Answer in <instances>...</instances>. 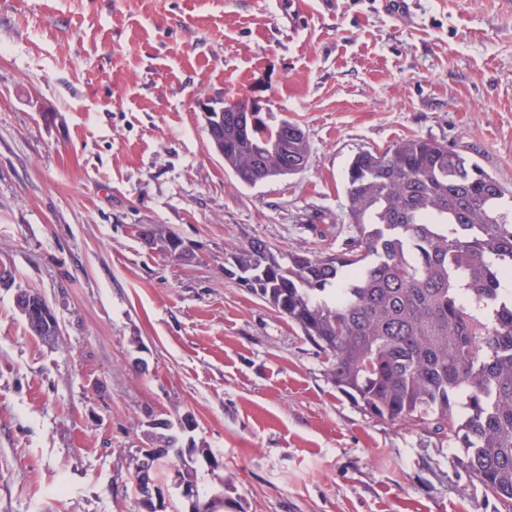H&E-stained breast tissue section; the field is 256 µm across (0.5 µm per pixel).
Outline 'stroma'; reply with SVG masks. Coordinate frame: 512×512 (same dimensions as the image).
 I'll use <instances>...</instances> for the list:
<instances>
[{
	"label": "stroma",
	"instance_id": "obj_1",
	"mask_svg": "<svg viewBox=\"0 0 512 512\" xmlns=\"http://www.w3.org/2000/svg\"><path fill=\"white\" fill-rule=\"evenodd\" d=\"M202 99L298 125L306 167L240 183ZM409 137L512 188V0H0V512H141L154 415L192 419L222 512H507L455 440L364 411L229 273L256 238L318 250L349 223L353 156ZM30 296L28 297L23 291H20L16 296V304H18V309L21 314L29 320L32 318L35 323L48 324L51 326V329L54 332V336H50V341H55L59 334V325L56 318V315L53 309L49 306L48 303L39 302L38 304L33 302V299L36 300H44V298L35 290H25ZM26 324L29 328V331L32 335L37 336L43 340L42 336H47L46 334H41L36 326L33 325L32 322L26 320Z\"/></svg>",
	"mask_w": 512,
	"mask_h": 512
}]
</instances>
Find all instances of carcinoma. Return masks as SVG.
<instances>
[{
	"label": "carcinoma",
	"mask_w": 512,
	"mask_h": 512,
	"mask_svg": "<svg viewBox=\"0 0 512 512\" xmlns=\"http://www.w3.org/2000/svg\"><path fill=\"white\" fill-rule=\"evenodd\" d=\"M224 113V166L255 185L302 170L304 132L269 112ZM280 157L288 164L269 167ZM340 249L275 253L256 239L230 274L300 327L336 387L369 413L448 431L465 467L512 501V188L474 159L415 137L349 164ZM487 309L477 316L468 302ZM168 421L147 434L153 473L178 462L197 486L198 456Z\"/></svg>",
	"instance_id": "1"
}]
</instances>
